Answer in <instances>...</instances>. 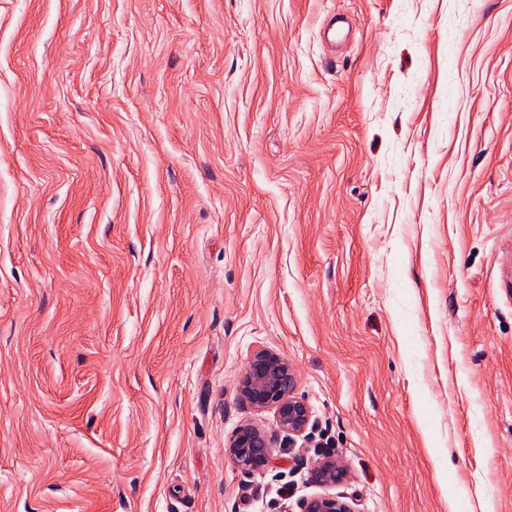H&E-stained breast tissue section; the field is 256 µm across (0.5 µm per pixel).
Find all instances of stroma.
I'll list each match as a JSON object with an SVG mask.
<instances>
[{"instance_id":"stroma-1","label":"stroma","mask_w":512,"mask_h":512,"mask_svg":"<svg viewBox=\"0 0 512 512\" xmlns=\"http://www.w3.org/2000/svg\"><path fill=\"white\" fill-rule=\"evenodd\" d=\"M509 239L512 0H0V512H512ZM238 392L253 411H272L290 443L305 434L311 408L297 395L294 368L281 354L269 348L252 352L238 380ZM225 455L231 465L246 475L263 473L273 459V439L261 427L247 423L229 439ZM299 512H354L352 505L342 496L321 495L302 499Z\"/></svg>"}]
</instances>
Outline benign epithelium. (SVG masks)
Wrapping results in <instances>:
<instances>
[{
    "label": "benign epithelium",
    "mask_w": 512,
    "mask_h": 512,
    "mask_svg": "<svg viewBox=\"0 0 512 512\" xmlns=\"http://www.w3.org/2000/svg\"><path fill=\"white\" fill-rule=\"evenodd\" d=\"M239 398L257 413H274L280 431L289 441L305 434L311 418L308 403L296 393L294 368L288 359L269 348L257 349L248 358L238 380ZM273 439L261 427L247 423L229 439L225 455L246 475L263 473L273 459ZM320 477L336 485L344 477L343 466L333 458L320 462ZM299 512H354L342 496L321 495L303 499Z\"/></svg>",
    "instance_id": "1"
}]
</instances>
